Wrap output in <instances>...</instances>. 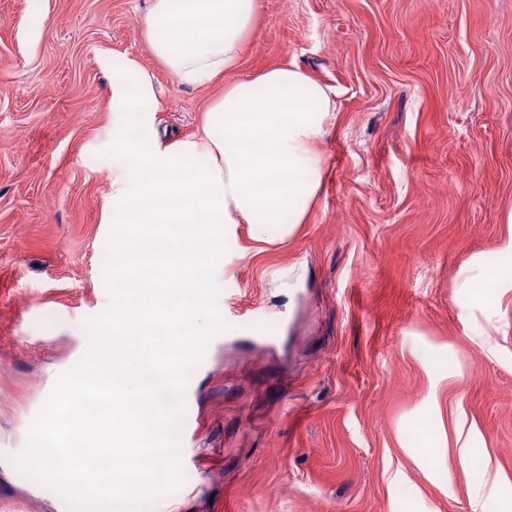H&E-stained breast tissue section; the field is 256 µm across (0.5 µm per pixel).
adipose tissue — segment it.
Returning a JSON list of instances; mask_svg holds the SVG:
<instances>
[{"instance_id": "obj_1", "label": "adipose tissue", "mask_w": 512, "mask_h": 512, "mask_svg": "<svg viewBox=\"0 0 512 512\" xmlns=\"http://www.w3.org/2000/svg\"><path fill=\"white\" fill-rule=\"evenodd\" d=\"M260 9V0H150L143 35L155 58L187 85H205L233 69ZM151 76L133 57L116 67L110 85L112 173L107 224L121 225L124 252L110 277L112 318L88 329L95 371L59 385L30 433L57 491L87 492L82 454L140 455L133 431L166 436L176 405L156 420L157 392L175 389V367L189 363L206 341L210 279L222 261L232 225L248 224L256 239L279 225L290 235L304 223L321 186L315 146L334 120V92L297 65L226 84L208 107L197 135L164 143L155 128ZM188 324L194 340L175 348L165 337ZM122 395L112 414L88 422L65 394L92 402L108 386Z\"/></svg>"}]
</instances>
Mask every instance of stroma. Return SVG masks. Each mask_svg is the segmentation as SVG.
Wrapping results in <instances>:
<instances>
[{"mask_svg":"<svg viewBox=\"0 0 512 512\" xmlns=\"http://www.w3.org/2000/svg\"><path fill=\"white\" fill-rule=\"evenodd\" d=\"M145 7L0 0V512H64L15 455L112 316L128 56L170 144L272 66L336 93L306 222L224 239L212 301L248 317L192 377L202 470L138 512H512V0H261L237 69L195 88L152 55Z\"/></svg>","mask_w":512,"mask_h":512,"instance_id":"stroma-1","label":"stroma"}]
</instances>
